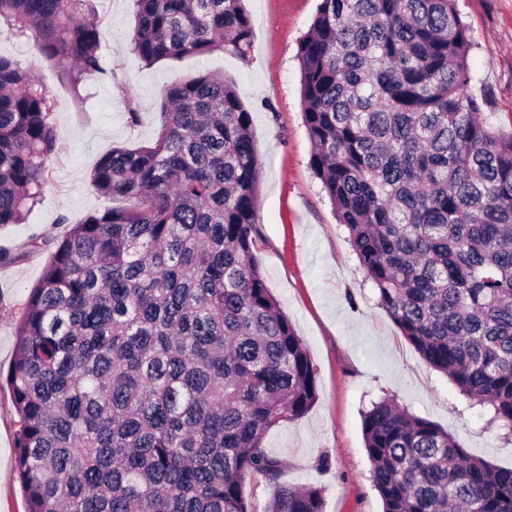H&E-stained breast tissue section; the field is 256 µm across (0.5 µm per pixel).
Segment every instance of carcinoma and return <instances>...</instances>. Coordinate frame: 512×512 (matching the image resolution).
I'll list each match as a JSON object with an SVG mask.
<instances>
[{"label":"carcinoma","instance_id":"obj_1","mask_svg":"<svg viewBox=\"0 0 512 512\" xmlns=\"http://www.w3.org/2000/svg\"><path fill=\"white\" fill-rule=\"evenodd\" d=\"M86 0H0V24L63 67L73 93L104 72ZM455 0H321L298 46L311 166L377 305L471 405L512 429V132L468 94L472 47ZM148 66L244 57V0H133ZM52 101L0 55V225L42 199ZM251 112L222 76L163 92L150 147L114 148L94 189L131 202L33 237L52 260L29 293L7 381L28 512H323L282 481L267 432L317 399L311 359L253 252L259 153ZM383 512H512V468L383 400L363 416ZM270 497V488L258 476L247 482L243 488V498L250 512H265Z\"/></svg>","mask_w":512,"mask_h":512}]
</instances>
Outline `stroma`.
Here are the masks:
<instances>
[{
	"label": "stroma",
	"instance_id": "35a3bbf8",
	"mask_svg": "<svg viewBox=\"0 0 512 512\" xmlns=\"http://www.w3.org/2000/svg\"><path fill=\"white\" fill-rule=\"evenodd\" d=\"M319 0H246L253 21L247 57L220 51L144 65L131 51L132 0H89L105 31L104 73L74 96L61 69L42 59L34 41L0 34V54L30 67L54 96L56 156L43 198L23 222L0 227V372L14 357L16 327L26 299L52 258L49 244L32 251L31 237L61 239L90 212L126 207L94 190L90 173L116 147L150 146L161 126L166 86L212 73L232 82L252 113L259 151L254 254L259 272L306 348L318 396L301 418L266 435L267 451L286 464L292 486L321 488L323 512H382L371 481L362 429L364 412L383 397L455 436L466 452L512 468V438L471 406L431 368L378 306L376 293L310 166L312 146L302 118L298 45ZM473 41L470 93L483 101L488 125L512 132V0H457ZM18 416L9 386L0 387V512H27L15 471Z\"/></svg>",
	"mask_w": 512,
	"mask_h": 512
}]
</instances>
